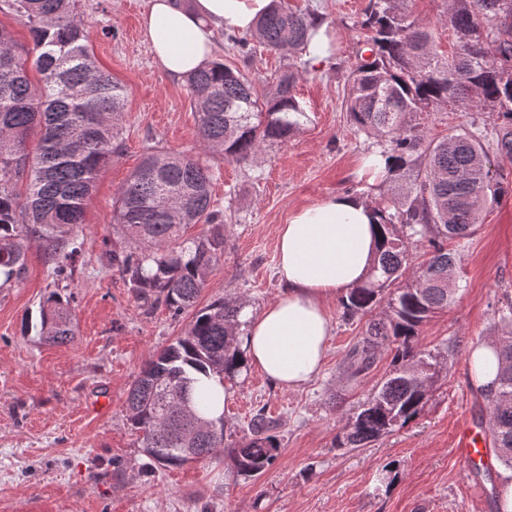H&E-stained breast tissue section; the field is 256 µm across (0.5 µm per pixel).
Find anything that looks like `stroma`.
<instances>
[{
    "mask_svg": "<svg viewBox=\"0 0 512 512\" xmlns=\"http://www.w3.org/2000/svg\"><path fill=\"white\" fill-rule=\"evenodd\" d=\"M323 14L336 39L327 68L299 65L296 91L309 121L287 141L265 147L251 163L207 156L212 197L222 210L227 245L197 305L232 294L259 314L284 291L276 273V237L297 210L336 195L381 199L386 187L358 175L374 138L352 124L344 101L347 72L369 0H288ZM149 0H79L98 65L128 90L121 147L98 178L85 222L74 236L72 273L55 276L45 244L33 243L22 280L0 288V512H497L491 476L464 473L454 451L458 425L478 422L486 402L471 376L472 349L505 334L497 309L512 299V191L489 202L476 233L455 246L459 271L454 302L424 323L420 350L447 355V371L417 418L364 448H339L358 404L390 369L381 355L363 377L344 359L368 323L342 317L339 298L327 303L332 325L323 367L303 388L274 386L256 368L234 377L224 410V436L241 439L254 409L280 422V452L259 479L237 475L223 460L151 466L126 421L130 386L156 352L187 330L192 311L144 310L120 273L113 249L126 241L114 202L147 149L201 154L197 115L185 79L154 62L141 31ZM448 0H411L409 10L433 29L439 51L457 40L443 21ZM217 59L245 71L258 90L285 67L277 53L256 48L243 58L217 35ZM494 117L451 108L427 116L426 134L481 130L494 168L512 184V161L496 151ZM69 300L72 342L42 343L34 326L50 294Z\"/></svg>",
    "mask_w": 512,
    "mask_h": 512,
    "instance_id": "obj_1",
    "label": "stroma"
}]
</instances>
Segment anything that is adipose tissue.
I'll return each mask as SVG.
<instances>
[{"label": "adipose tissue", "mask_w": 512, "mask_h": 512, "mask_svg": "<svg viewBox=\"0 0 512 512\" xmlns=\"http://www.w3.org/2000/svg\"><path fill=\"white\" fill-rule=\"evenodd\" d=\"M271 0H150L142 33L157 65L181 79L210 62L216 32L253 28ZM374 208L355 195H338L296 211L281 225L278 274L286 291L241 328L248 367L283 389L306 385L318 373L331 336L326 301L362 284L379 247Z\"/></svg>", "instance_id": "1"}]
</instances>
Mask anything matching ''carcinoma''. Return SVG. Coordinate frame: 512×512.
Here are the masks:
<instances>
[{
    "label": "carcinoma",
    "instance_id": "cac0c4a2",
    "mask_svg": "<svg viewBox=\"0 0 512 512\" xmlns=\"http://www.w3.org/2000/svg\"><path fill=\"white\" fill-rule=\"evenodd\" d=\"M24 25L29 47L0 26V288L19 281L34 241L51 245L57 275L78 252L75 229L99 173L121 146L124 85L96 64L76 0H0ZM323 18L288 10L273 0L250 33L227 40L242 52L258 42L281 56L305 51L309 31ZM446 22L458 51L439 53L429 25L412 16L405 0H370L360 22L371 35L362 41L347 80L346 112L359 130L377 139L386 157L390 195L373 204L382 242L368 279L342 299L352 318L384 307L348 354L358 378L378 354L391 355V370L346 427L338 446L363 448L416 417L442 377L441 354L421 351L420 326L453 300L455 258L447 244L469 238L488 198L507 192L492 182L483 134L461 131L442 138L425 134L423 116L451 106L496 115V147L512 159V0H451ZM40 75L35 85L29 68ZM294 64L275 85L258 94L253 80L213 61L187 77L204 151L247 162L267 144L279 143L308 119L295 94ZM38 139L36 155L28 144ZM212 175L198 155L146 154L121 187L115 223L134 242L114 250L112 267L125 278L142 307L165 304L179 314L195 305L211 271L224 258L226 235L214 208ZM196 224L212 228L196 236ZM427 247L420 265L409 250ZM241 299L225 296L198 310L186 333L162 349L139 372L126 400V420L144 452L161 466L224 458L245 477H259L274 464L278 421L259 409L240 442L224 443V417L198 412L208 394L201 379L233 378L247 369L238 336ZM509 331L497 348L498 387L484 393L497 460L512 469V305L501 310ZM39 339H73L69 302L50 295L40 308ZM185 393L189 410L178 394ZM218 424L216 431L202 430Z\"/></svg>",
    "mask_w": 512,
    "mask_h": 512
}]
</instances>
